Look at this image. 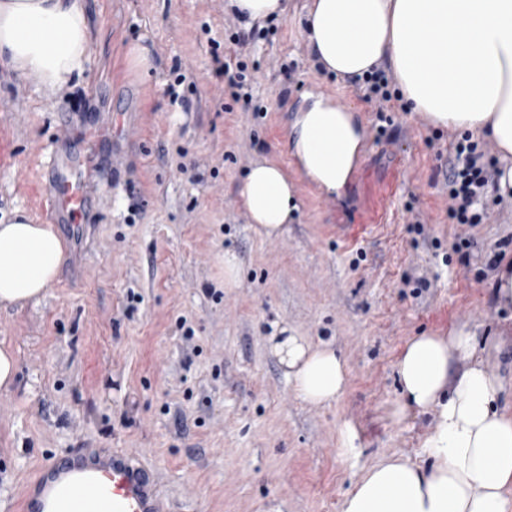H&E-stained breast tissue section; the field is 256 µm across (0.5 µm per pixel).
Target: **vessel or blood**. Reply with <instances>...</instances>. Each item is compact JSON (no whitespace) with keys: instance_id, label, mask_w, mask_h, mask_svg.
Masks as SVG:
<instances>
[{"instance_id":"vessel-or-blood-1","label":"vessel or blood","mask_w":512,"mask_h":512,"mask_svg":"<svg viewBox=\"0 0 512 512\" xmlns=\"http://www.w3.org/2000/svg\"><path fill=\"white\" fill-rule=\"evenodd\" d=\"M360 182L365 203L354 215L358 224L378 223L394 195L392 184L375 183L370 171ZM97 185L86 181L75 166L54 167L49 193L41 208L52 219L78 223ZM63 493L66 512H165L150 471L136 453L119 448H78L62 452L40 471L34 483L22 485L21 512H44L47 499Z\"/></svg>"}]
</instances>
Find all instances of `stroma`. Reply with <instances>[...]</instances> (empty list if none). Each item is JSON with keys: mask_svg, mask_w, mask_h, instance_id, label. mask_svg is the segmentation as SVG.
<instances>
[{"mask_svg": "<svg viewBox=\"0 0 512 512\" xmlns=\"http://www.w3.org/2000/svg\"><path fill=\"white\" fill-rule=\"evenodd\" d=\"M305 0L265 23L252 68L261 112L242 111L216 70L240 26L227 0H83L93 52L61 94L0 67L12 156L0 168V218L45 223L49 166L79 162L105 190L62 222L58 278L36 304L0 309V347L18 373L0 389V512L72 448H129L152 469L170 512H339L356 472L385 453L419 457L431 416L400 424L395 362L408 338L464 324L486 341L489 369L512 382V307L498 308L488 263L512 237V202L481 224L448 217L444 157L458 129L397 110L385 137L359 146L355 169L399 176L380 223L346 241L349 189L321 203L295 154L309 83L338 92L353 126L374 105L313 66L297 19ZM141 44L154 66L129 71ZM295 186L287 232L258 238L237 189L259 158ZM241 261L224 285V254ZM331 344L350 368L329 405L295 395L269 339L281 329ZM357 431L358 460L339 429Z\"/></svg>", "mask_w": 512, "mask_h": 512, "instance_id": "stroma-1", "label": "stroma"}]
</instances>
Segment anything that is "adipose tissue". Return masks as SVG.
<instances>
[{"label":"adipose tissue","mask_w":512,"mask_h":512,"mask_svg":"<svg viewBox=\"0 0 512 512\" xmlns=\"http://www.w3.org/2000/svg\"><path fill=\"white\" fill-rule=\"evenodd\" d=\"M298 32L318 65L344 78L392 71L405 111L494 142L495 190L512 199V0H307ZM91 53L82 0H0V64L36 75L50 94L81 75ZM296 154L326 192L347 182L359 138L344 111L315 102L301 112ZM254 234L281 236L297 209L287 175L256 161L238 187ZM62 242L23 212L0 224V307L39 301L60 273ZM294 392L328 404L349 369L335 350L303 337L270 339ZM477 332L414 336L397 358L393 423L429 414L421 462L387 456L359 468L340 512H512V411Z\"/></svg>","instance_id":"obj_1"}]
</instances>
